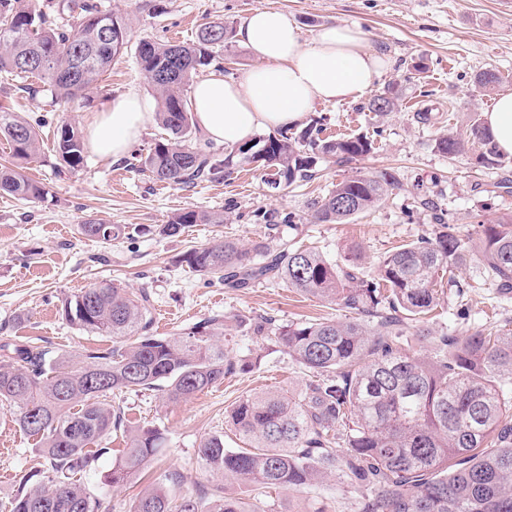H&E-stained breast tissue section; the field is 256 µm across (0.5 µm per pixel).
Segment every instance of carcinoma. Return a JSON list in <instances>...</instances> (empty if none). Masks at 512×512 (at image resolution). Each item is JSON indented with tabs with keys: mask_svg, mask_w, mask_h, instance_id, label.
<instances>
[{
	"mask_svg": "<svg viewBox=\"0 0 512 512\" xmlns=\"http://www.w3.org/2000/svg\"><path fill=\"white\" fill-rule=\"evenodd\" d=\"M64 2L66 26L49 20L32 0H0V72L24 81L18 91L47 93L52 106L73 102L98 85L130 41L126 17L90 0ZM229 35L226 24L213 21L202 24L190 43L138 41L137 64L169 133L140 159L153 179L191 186L260 162L290 187L310 180L324 160L343 166L371 152L366 136L321 138L313 127L298 141L284 131L260 136L222 160L193 142L186 86L220 58ZM29 78L39 86L25 83ZM395 99V86L389 85L368 109L390 112ZM0 139L24 164L42 159L38 130L2 104ZM468 144L450 132L436 146L454 158ZM52 151L65 166L79 167L81 132L61 121ZM397 184L387 171L345 177L311 203L314 218L344 224L378 207ZM0 191L25 200L44 196L41 185L14 168L0 171ZM222 223L219 213L187 210L173 215L161 233L174 236L189 224ZM266 228V240L251 247L215 239L186 251L182 262L233 290L281 280L352 317L247 323L254 336L275 338L310 379L299 391L268 389L233 405L229 419L245 447H224L222 435L200 442L201 459L222 483L202 486L176 505L158 482L136 498L130 512H259L242 495L226 492L224 481L301 489L338 471L372 492L361 512H512V401L504 394L512 383V329L459 336L428 331L430 350L424 354L398 345L407 317L438 306L439 273L467 261L450 225L387 252L378 275L370 278L360 273L354 251L332 262L314 247L280 242L278 225ZM125 230L92 220L80 225L83 235L104 240ZM483 234L481 253L496 288L512 295V221L486 224ZM150 308L148 291L129 292L105 280L62 298L61 312L70 324L112 344L53 363L37 346L0 345V406L22 432L37 438L48 462L26 478L30 486L13 498L10 512H100L99 497L77 475L96 469L101 445L114 431L125 433L127 442L106 475L109 485L136 477L161 453L165 434L127 419L112 405V395L158 391L177 402L251 368L248 358L235 360L224 350V317H210L175 337L159 336Z\"/></svg>",
	"mask_w": 512,
	"mask_h": 512,
	"instance_id": "cac0c4a2",
	"label": "carcinoma"
}]
</instances>
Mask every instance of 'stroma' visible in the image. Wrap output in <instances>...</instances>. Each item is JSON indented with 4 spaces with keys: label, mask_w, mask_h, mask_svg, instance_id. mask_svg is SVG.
I'll return each instance as SVG.
<instances>
[{
    "label": "stroma",
    "mask_w": 512,
    "mask_h": 512,
    "mask_svg": "<svg viewBox=\"0 0 512 512\" xmlns=\"http://www.w3.org/2000/svg\"><path fill=\"white\" fill-rule=\"evenodd\" d=\"M101 10L129 18L131 45L112 63L100 87L56 111H48L43 96L13 91L14 77L0 73V101L27 121H39L45 157L29 164L26 174L44 186L43 199L28 201L0 194V344L30 341L44 347L49 359L102 345L103 339L78 330L59 311L62 297L79 293L102 280L120 283L129 291L148 290L152 315L167 311L169 323H155L159 335L171 336L205 318L226 320L224 347L231 357L247 356L254 367L236 372L213 387L179 402H165L155 392H124L113 405L143 425L160 428L167 446L134 481L106 485L104 477L125 446L122 432L110 437L94 471L82 481L101 500V512H128L134 499L155 482H166L173 498L192 494L196 485L215 484L199 456V443L220 434L228 448L240 442L224 420V411L247 394L274 388L298 389L308 374L283 354L271 339L248 333L242 321L259 316L285 325L309 319L346 320L347 312L304 296L280 281L243 291L207 283L181 258L194 246L222 236L245 246L264 241L268 225L279 227L288 243L318 247L328 258L341 259L358 246L363 274L376 275L379 262L391 249L433 236L436 218L450 224L470 257L456 273L461 295L441 296L430 315L408 320L399 345L421 352L417 332L459 335L475 329L498 330L512 318V299L499 296L476 250L481 227L512 216V159L492 156L479 164L482 150L471 143L469 153L448 158L436 147L437 138L454 131L469 135L473 123L484 120L497 91L512 90V11L500 0H97ZM259 9H278L311 38L317 27L339 24L360 27L367 46L386 55L390 66L375 84L381 93L397 86L392 112H369L368 98L337 105L319 104L305 125H318L326 137L365 135L372 152L344 166L322 164L311 181L278 191L266 183L265 169L246 165L225 180L202 181L187 187L154 181L138 163L167 132L151 122L127 157L116 164L101 162L85 152L77 169L60 165L52 156L53 132L60 121L86 130L91 116L112 97L131 89L146 99L155 94L136 61V41L148 37L174 39L176 33L195 34L208 21H224L239 29ZM422 71H415L416 63ZM498 74L496 91L478 88L482 71ZM388 170L400 186L374 210L345 224L313 219L311 203L324 197L344 177ZM223 214L220 224H195L180 235L155 234L156 226L184 210ZM93 220L133 228L130 237L110 241L81 235L79 224ZM0 512L23 488L30 473L46 469L34 438L25 435L0 409ZM181 474L178 482L167 474ZM363 488L347 476L296 490L250 486L244 495L270 506L273 512L292 507L306 512H358Z\"/></svg>",
    "instance_id": "35a3bbf8"
}]
</instances>
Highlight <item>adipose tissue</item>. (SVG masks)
Returning <instances> with one entry per match:
<instances>
[{"label":"adipose tissue","instance_id":"ef3b65f1","mask_svg":"<svg viewBox=\"0 0 512 512\" xmlns=\"http://www.w3.org/2000/svg\"><path fill=\"white\" fill-rule=\"evenodd\" d=\"M237 37L258 66L236 80L212 71L189 96L200 132L228 147L248 142L262 128L293 127L316 104L362 98L388 66L366 47L360 28L324 25L306 40L297 23L278 10H256ZM153 116L152 103L138 91L116 95L88 127L91 151L105 162L120 161ZM484 120L497 154L511 159L512 91L498 94Z\"/></svg>","mask_w":512,"mask_h":512}]
</instances>
